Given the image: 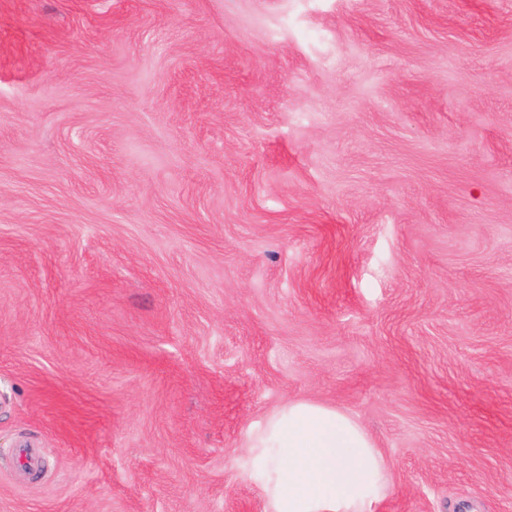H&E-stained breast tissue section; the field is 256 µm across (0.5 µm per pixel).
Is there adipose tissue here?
Masks as SVG:
<instances>
[{"instance_id":"adipose-tissue-1","label":"adipose tissue","mask_w":512,"mask_h":512,"mask_svg":"<svg viewBox=\"0 0 512 512\" xmlns=\"http://www.w3.org/2000/svg\"><path fill=\"white\" fill-rule=\"evenodd\" d=\"M264 449L270 512H369L384 462L357 420L319 403L283 405L251 439Z\"/></svg>"}]
</instances>
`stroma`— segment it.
Masks as SVG:
<instances>
[{"instance_id":"obj_1","label":"stroma","mask_w":512,"mask_h":512,"mask_svg":"<svg viewBox=\"0 0 512 512\" xmlns=\"http://www.w3.org/2000/svg\"><path fill=\"white\" fill-rule=\"evenodd\" d=\"M297 400L512 512V0H0V512H267Z\"/></svg>"}]
</instances>
